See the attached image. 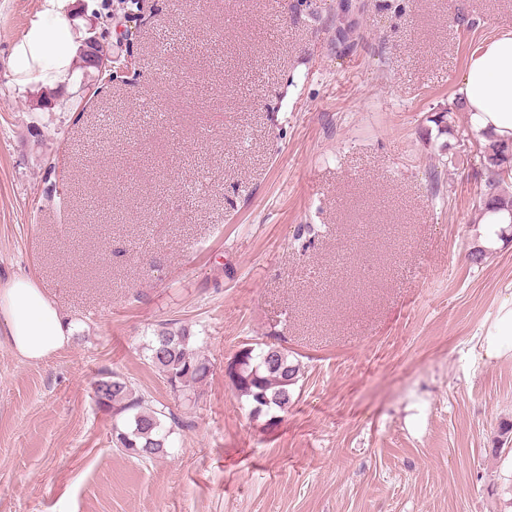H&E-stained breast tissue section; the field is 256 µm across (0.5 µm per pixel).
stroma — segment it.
Segmentation results:
<instances>
[{
  "label": "stroma",
  "instance_id": "stroma-1",
  "mask_svg": "<svg viewBox=\"0 0 512 512\" xmlns=\"http://www.w3.org/2000/svg\"><path fill=\"white\" fill-rule=\"evenodd\" d=\"M137 82L72 78L52 111L11 78L44 0H0V286L32 280L76 326L29 361L0 337V512H512V233L479 266L484 139L458 106L512 0H140ZM473 27L454 24L456 14ZM453 108V132L430 117ZM188 328L195 399L145 346ZM302 377L276 423L224 374L239 346ZM165 409L164 456L112 443L100 371ZM484 352L488 357H499L506 349L512 348V303L503 304L500 309L498 321L484 341ZM507 345V346H505Z\"/></svg>",
  "mask_w": 512,
  "mask_h": 512
}]
</instances>
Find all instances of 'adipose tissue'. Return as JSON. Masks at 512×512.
Wrapping results in <instances>:
<instances>
[{
    "instance_id": "obj_1",
    "label": "adipose tissue",
    "mask_w": 512,
    "mask_h": 512,
    "mask_svg": "<svg viewBox=\"0 0 512 512\" xmlns=\"http://www.w3.org/2000/svg\"><path fill=\"white\" fill-rule=\"evenodd\" d=\"M71 0H45L43 16L31 23L10 55L16 81L58 88L72 76L81 43L68 19ZM460 95L476 131L512 139V29L502 31L474 56ZM0 328L15 351L40 361L67 346L74 326L32 281L17 278L0 289Z\"/></svg>"
}]
</instances>
